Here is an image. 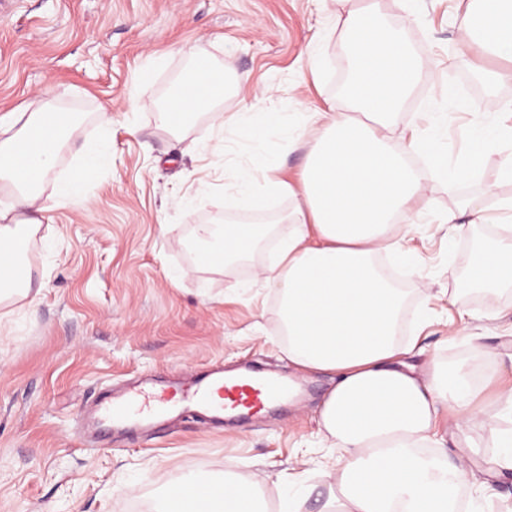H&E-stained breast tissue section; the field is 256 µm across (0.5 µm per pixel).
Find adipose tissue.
Here are the masks:
<instances>
[{"label":"adipose tissue","mask_w":512,"mask_h":512,"mask_svg":"<svg viewBox=\"0 0 512 512\" xmlns=\"http://www.w3.org/2000/svg\"><path fill=\"white\" fill-rule=\"evenodd\" d=\"M335 25L348 37V110L307 117L281 112L258 134L244 127L253 153L265 157L263 175L245 168L237 178L249 199L285 193L297 200L288 233L263 275L280 293L289 360L336 377L318 410L321 433L341 451L321 512H460L457 491L470 468L484 472L482 489L489 496L495 493L493 477L512 470V390L497 402L500 424L487 428L475 405L480 385L473 378L433 361L418 371L406 368L402 357L416 348L426 324L417 322L412 336L397 338L406 296L374 258L386 252L410 261L406 221L427 184L470 180L486 150L499 154V177L511 182L512 127L474 121L467 132L472 150L452 162L440 155L437 135H427L415 143L425 166H411L391 144L388 118L412 90L424 61L413 59L378 24L373 7L337 14ZM460 43L502 61L501 69L486 71L489 85L511 81L512 0H467ZM215 102L201 87L186 86L162 108L161 121L177 128L181 116L212 111ZM307 119L318 134L291 184L279 177L265 146L274 137L299 144ZM98 120L101 140L80 145L73 138L75 122L49 132L45 113L0 115V181L14 189L11 203L0 208V256L15 254L21 234L36 228L40 186L64 151L78 149L83 164L57 185L62 201L82 199L84 184L111 161L112 115L99 113ZM484 196L481 205L460 202L445 222L452 235L473 224L496 225V237L475 254L468 278L491 299L500 285H512V225L500 221L512 216V197L492 186ZM206 231L195 252L211 258L215 270L269 237L264 224H210ZM445 412L453 415L456 431L483 427L478 458L420 455Z\"/></svg>","instance_id":"ef3b65f1"}]
</instances>
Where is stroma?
I'll use <instances>...</instances> for the list:
<instances>
[{
  "mask_svg": "<svg viewBox=\"0 0 512 512\" xmlns=\"http://www.w3.org/2000/svg\"><path fill=\"white\" fill-rule=\"evenodd\" d=\"M374 5L431 77L390 117L396 150L409 132L426 136L434 113L448 115L442 150L466 148L463 130L489 98L512 102V83L488 90L478 67L497 60L462 52L463 0H353ZM334 0H6L0 5V113L53 105L75 113L77 140L99 135L96 116L112 114V163L87 181L82 201L60 202L58 182L73 176L78 156L64 152L41 187L37 233L21 237L31 291L0 326V512H151L162 492L206 471L261 480L270 508L305 497L318 512L339 449L326 447L316 411L334 375L301 369L281 335L280 295L261 273L270 255L213 270L196 266L189 247L195 222L273 221L288 230L296 206L272 197L264 216L245 206L239 168L260 170L237 125H266L277 112H323L342 105L336 84L347 60L334 30ZM320 52L319 68L306 53ZM156 60L152 76L141 71ZM207 62L227 91L214 112L173 130L160 111L197 62ZM224 119L225 153L204 152ZM317 126L300 145L270 140L278 175L297 182ZM499 157L486 153L477 175L454 185L429 183L409 245L424 269L395 276L408 305L430 319L410 364L433 360L484 378L486 398L512 384V355L499 335L512 326V288L500 291L497 317L466 275L491 224L452 239L439 219L457 202H480L485 185L512 196L498 178ZM181 271L180 279L170 274ZM467 327L448 337L449 315ZM256 367L298 381L301 397L244 420L216 422L186 413L153 428L116 427L91 419L94 401L147 384L161 387L209 368Z\"/></svg>",
  "mask_w": 512,
  "mask_h": 512,
  "instance_id": "obj_1",
  "label": "stroma"
}]
</instances>
